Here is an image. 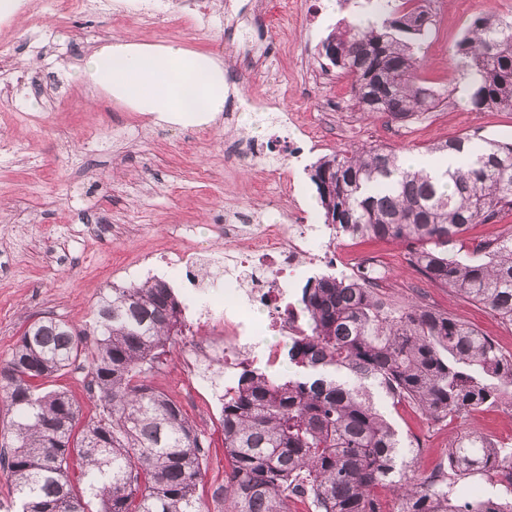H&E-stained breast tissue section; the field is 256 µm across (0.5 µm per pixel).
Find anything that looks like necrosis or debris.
<instances>
[{
  "instance_id": "necrosis-or-debris-1",
  "label": "necrosis or debris",
  "mask_w": 512,
  "mask_h": 512,
  "mask_svg": "<svg viewBox=\"0 0 512 512\" xmlns=\"http://www.w3.org/2000/svg\"><path fill=\"white\" fill-rule=\"evenodd\" d=\"M88 7V0H18L16 11L37 27L45 13L58 22H68ZM237 274L224 284V308L209 322L221 326L220 338L192 345L185 356L187 368L216 361L225 374H232L252 335L270 331L290 338L299 334L303 322L289 305V293L301 279L322 275L336 277L370 271L376 263L371 254L351 256L335 249L319 224H260L248 235L245 247L235 258ZM266 310L264 321L243 313L244 305Z\"/></svg>"
}]
</instances>
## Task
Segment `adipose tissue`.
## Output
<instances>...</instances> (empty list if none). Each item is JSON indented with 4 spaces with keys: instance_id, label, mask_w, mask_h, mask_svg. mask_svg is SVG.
<instances>
[{
    "instance_id": "1",
    "label": "adipose tissue",
    "mask_w": 512,
    "mask_h": 512,
    "mask_svg": "<svg viewBox=\"0 0 512 512\" xmlns=\"http://www.w3.org/2000/svg\"><path fill=\"white\" fill-rule=\"evenodd\" d=\"M79 78L123 104L168 124L207 125L224 110V64L211 54L161 49L114 38L86 59Z\"/></svg>"
}]
</instances>
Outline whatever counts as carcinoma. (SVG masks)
I'll return each instance as SVG.
<instances>
[{"instance_id": "1", "label": "carcinoma", "mask_w": 512, "mask_h": 512, "mask_svg": "<svg viewBox=\"0 0 512 512\" xmlns=\"http://www.w3.org/2000/svg\"><path fill=\"white\" fill-rule=\"evenodd\" d=\"M412 0L380 4L383 15L337 26L320 54L351 79L358 110L403 122L437 108L421 78L420 42L431 17ZM476 112H512V23L475 16L456 45ZM431 151L452 169H407L384 146L336 151L312 165L324 223L355 237L409 243V265L512 324V233L487 252L461 253L472 224L512 214V142L460 136ZM303 334L284 345L285 371L245 359L224 400L222 512H512V446L471 432L448 448L447 466L417 474V449L377 398L406 402L425 421L491 407L512 411V354L457 318L416 302L397 305L357 277H322L301 288ZM186 333L167 282L114 286L97 303L92 332L54 317L31 323L0 365V400L13 413L0 431V474L13 512H204L201 431L149 377ZM88 361L83 416L67 391L50 387ZM484 485L479 498L463 481Z\"/></svg>"}]
</instances>
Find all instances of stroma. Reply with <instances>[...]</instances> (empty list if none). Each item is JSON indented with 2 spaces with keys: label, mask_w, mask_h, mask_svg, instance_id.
Wrapping results in <instances>:
<instances>
[{
  "label": "stroma",
  "mask_w": 512,
  "mask_h": 512,
  "mask_svg": "<svg viewBox=\"0 0 512 512\" xmlns=\"http://www.w3.org/2000/svg\"><path fill=\"white\" fill-rule=\"evenodd\" d=\"M198 2L112 0L108 15L89 10L65 25L45 16L43 32H31L26 40L0 34V139L15 147L0 162V362L40 318L92 329L103 292L130 283L140 268H157L191 249L223 270L231 249L216 232L220 225L239 217L249 225L289 223L293 198L304 213L321 218L311 166L326 154L383 144L403 155H423L434 142L466 134L512 142V112L471 111L467 81L453 63L469 21L479 13L510 15L512 0H438L436 25L420 54L421 76L440 92V103L419 124L397 131L385 119L357 112L348 78L319 54L339 21L374 17L366 0H269L263 27L258 0H208L206 16L198 14ZM162 12L181 16L188 32L168 34L153 21ZM115 37L219 57L235 88L224 102L234 124L220 118L205 128L159 124L147 116L133 118L116 102L106 129H98L102 96L74 74L99 44ZM35 73L58 88L65 107L31 88L26 77ZM339 109L347 114L344 124H327L321 141L305 151L294 170V192L268 181L273 159L258 158L242 170L224 164L226 145L296 142L302 126ZM92 224L107 225L108 236L89 232ZM354 249L380 254L390 301L419 299L512 353V324L408 268L405 242L359 238ZM185 349L178 342L151 378L180 402L196 381L183 371ZM393 418L401 434L421 437L425 469L443 463L461 434L512 435V414L500 408L476 420L426 422L403 405ZM200 429L208 448L198 495L209 512H219L211 492L224 479V429L217 419Z\"/></svg>",
  "instance_id": "obj_1"
}]
</instances>
